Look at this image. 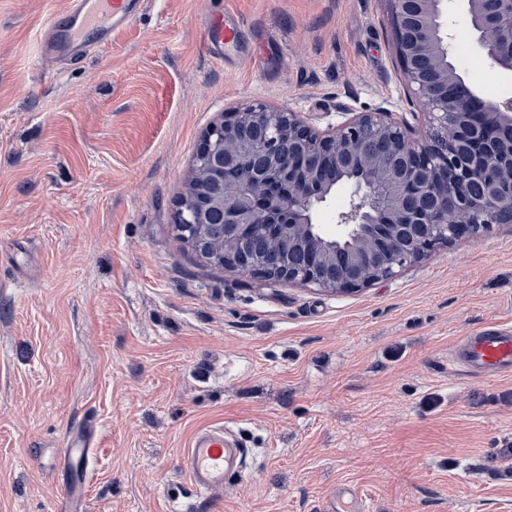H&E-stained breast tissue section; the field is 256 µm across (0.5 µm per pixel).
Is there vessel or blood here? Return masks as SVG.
Instances as JSON below:
<instances>
[{
  "label": "vessel or blood",
  "mask_w": 512,
  "mask_h": 512,
  "mask_svg": "<svg viewBox=\"0 0 512 512\" xmlns=\"http://www.w3.org/2000/svg\"><path fill=\"white\" fill-rule=\"evenodd\" d=\"M143 0H66L61 11L52 13L40 34V50L51 62L76 63L99 48L111 45L114 35L138 13ZM241 25L218 19L207 30L206 40L213 53L237 44ZM454 359L471 374L497 378L512 374V326L486 325L459 338ZM246 449L225 438L220 427H206L192 437L185 453L196 499H212L224 486L228 475L241 472ZM95 455L92 432L82 429L68 441L60 457L64 470L78 472V479L66 482L55 512H84L85 476Z\"/></svg>",
  "instance_id": "b4317fda"
}]
</instances>
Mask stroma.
Here are the masks:
<instances>
[{
  "label": "stroma",
  "mask_w": 512,
  "mask_h": 512,
  "mask_svg": "<svg viewBox=\"0 0 512 512\" xmlns=\"http://www.w3.org/2000/svg\"><path fill=\"white\" fill-rule=\"evenodd\" d=\"M60 0H0V512H53L88 427L87 512H177L205 426L246 448L197 512H512V375L449 370L468 331L512 324V223L358 292L208 265L175 230L204 132L259 101L318 131L384 108L417 133L391 0H146L110 46L52 75ZM458 74L512 97L464 0ZM236 16L223 58L205 26Z\"/></svg>",
  "instance_id": "1"
}]
</instances>
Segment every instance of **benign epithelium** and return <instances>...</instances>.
Segmentation results:
<instances>
[{
    "instance_id": "obj_1",
    "label": "benign epithelium",
    "mask_w": 512,
    "mask_h": 512,
    "mask_svg": "<svg viewBox=\"0 0 512 512\" xmlns=\"http://www.w3.org/2000/svg\"><path fill=\"white\" fill-rule=\"evenodd\" d=\"M444 0H392L397 53L408 87L429 114L431 131L413 137L386 110L362 112L320 133L294 112L246 105L211 125L198 147L176 223L221 228L224 250L193 240L206 263L261 282H298L353 293L395 277L440 245L474 243L492 224L512 223V98L480 96L449 60L452 34ZM467 0L471 29L491 62L512 70V0ZM342 171L361 164L336 235L313 223ZM486 192L477 201L471 183ZM279 240L300 262L277 276L260 260L259 237ZM351 248L336 252L333 242Z\"/></svg>"
}]
</instances>
